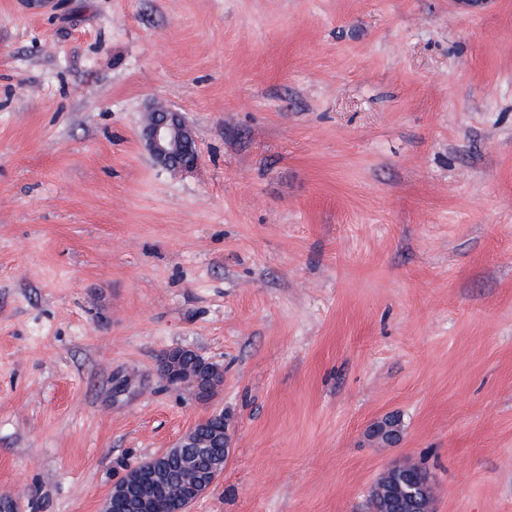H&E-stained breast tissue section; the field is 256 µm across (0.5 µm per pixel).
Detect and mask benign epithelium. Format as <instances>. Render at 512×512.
Segmentation results:
<instances>
[{
	"label": "benign epithelium",
	"mask_w": 512,
	"mask_h": 512,
	"mask_svg": "<svg viewBox=\"0 0 512 512\" xmlns=\"http://www.w3.org/2000/svg\"><path fill=\"white\" fill-rule=\"evenodd\" d=\"M193 139L178 112L163 107L150 110L141 129L140 141L153 161L166 169H177L180 146ZM162 378L171 388L191 395L198 402L213 398L224 385V368L189 348H175L159 361ZM370 437L384 445L396 441L389 419L372 427ZM186 448H221L209 468L199 469L184 457ZM231 450L229 426L224 413L212 412L195 422L176 444L129 470L113 486L101 512H128L136 504L140 512H156L158 499L169 501L165 512H190L191 506L214 484L224 470V457ZM405 493L416 504L415 512H434L435 486L432 480L406 483Z\"/></svg>",
	"instance_id": "1"
}]
</instances>
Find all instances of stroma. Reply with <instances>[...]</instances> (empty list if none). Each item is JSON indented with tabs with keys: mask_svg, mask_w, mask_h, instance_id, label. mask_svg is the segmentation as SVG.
Listing matches in <instances>:
<instances>
[{
	"mask_svg": "<svg viewBox=\"0 0 512 512\" xmlns=\"http://www.w3.org/2000/svg\"><path fill=\"white\" fill-rule=\"evenodd\" d=\"M212 409L190 512H368L402 460L512 512V0H0V492L100 512ZM147 117L140 133L145 151L163 168H186L177 163L180 146L187 139H195L180 113L157 107L151 108ZM162 378L171 388L206 402L224 385V368L189 348H175L159 361Z\"/></svg>",
	"mask_w": 512,
	"mask_h": 512,
	"instance_id": "35a3bbf8",
	"label": "stroma"
}]
</instances>
